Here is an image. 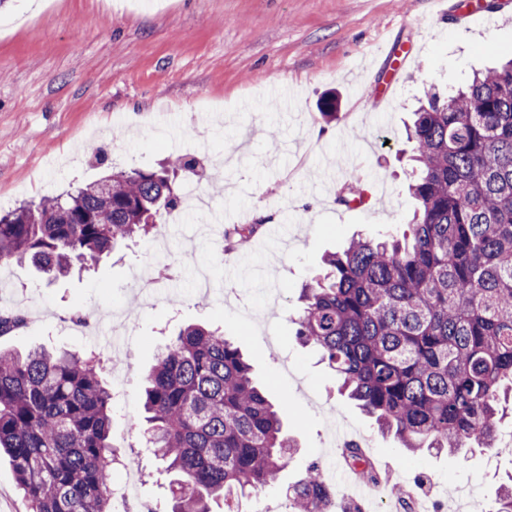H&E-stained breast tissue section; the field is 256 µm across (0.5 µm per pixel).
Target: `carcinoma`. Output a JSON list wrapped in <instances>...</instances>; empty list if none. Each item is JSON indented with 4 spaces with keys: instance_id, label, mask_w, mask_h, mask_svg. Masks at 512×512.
<instances>
[{
    "instance_id": "cac0c4a2",
    "label": "carcinoma",
    "mask_w": 512,
    "mask_h": 512,
    "mask_svg": "<svg viewBox=\"0 0 512 512\" xmlns=\"http://www.w3.org/2000/svg\"><path fill=\"white\" fill-rule=\"evenodd\" d=\"M417 208L402 236H356L329 253L301 289L298 341L314 349L340 391L410 450L495 449L512 396V57L464 87L431 93L407 127ZM185 155L159 169L112 171L66 194L0 213V260H29L54 278L87 270L119 245L152 235L181 207ZM362 178L338 190L363 205ZM261 216L232 231H263ZM140 420L174 474L169 512H225L288 466L282 405L254 379L218 328H179L147 376ZM111 394L94 355L0 348V451L29 512H112ZM344 458L374 478L362 449ZM320 465L288 490L292 512H324ZM495 512H512V478Z\"/></svg>"
}]
</instances>
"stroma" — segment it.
<instances>
[{"label":"stroma","mask_w":512,"mask_h":512,"mask_svg":"<svg viewBox=\"0 0 512 512\" xmlns=\"http://www.w3.org/2000/svg\"><path fill=\"white\" fill-rule=\"evenodd\" d=\"M456 18L435 0H8L0 8V212L54 197L107 171L148 169L178 152L203 166L219 224L196 217L163 225L91 270L51 281L32 266L0 263V308L39 305L37 320L0 346L38 345L96 353L113 398L110 442L120 479L140 471L144 501L169 507L171 477L137 426L145 377L159 349L185 323L223 329L247 354L255 377L278 401L296 448L275 481L240 512L287 506L296 482L326 450L329 421L355 430L382 478L450 512L463 491L494 507L512 478V457L492 451L412 453L383 434L336 390V377L295 338L299 290L324 255L354 235L403 230L416 203L405 129L429 88L467 84L474 71L512 55V0H453ZM395 37L403 71L377 57ZM338 99L334 121L318 104ZM390 102H380L381 93ZM275 129L276 143L259 130ZM351 164L377 177L368 205H338L327 171ZM273 215L278 233L225 256L226 225ZM181 274L149 297L141 280L165 266ZM179 306H171V298ZM87 311L92 329L62 316Z\"/></svg>","instance_id":"1"}]
</instances>
